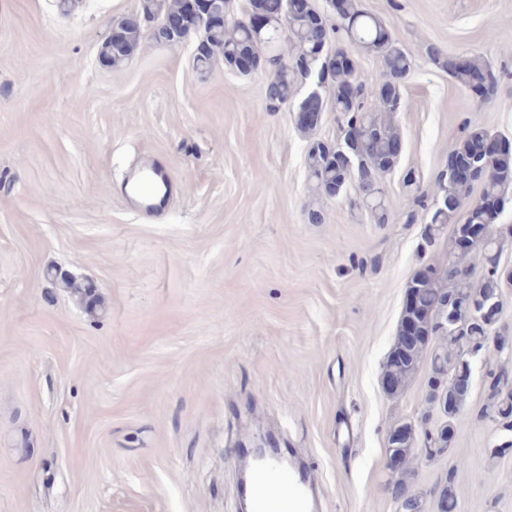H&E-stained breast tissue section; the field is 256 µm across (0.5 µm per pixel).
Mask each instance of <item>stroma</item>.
Masks as SVG:
<instances>
[{
  "instance_id": "obj_1",
  "label": "stroma",
  "mask_w": 512,
  "mask_h": 512,
  "mask_svg": "<svg viewBox=\"0 0 512 512\" xmlns=\"http://www.w3.org/2000/svg\"><path fill=\"white\" fill-rule=\"evenodd\" d=\"M361 4L415 58L387 224L308 180L335 113L306 138L263 76L197 70L189 42L105 66L139 0H0V512H241L239 450L267 435L317 473L318 512H396L387 438L424 410L429 367L396 396L382 368L406 288L454 237L402 179L436 192L473 125L512 139V0ZM430 44L488 58L498 95L475 109ZM146 166L167 185L150 215L124 188ZM490 365L512 350L474 359L452 452L415 458L422 512L448 476L459 512H512V451L490 459L503 434L480 416Z\"/></svg>"
}]
</instances>
